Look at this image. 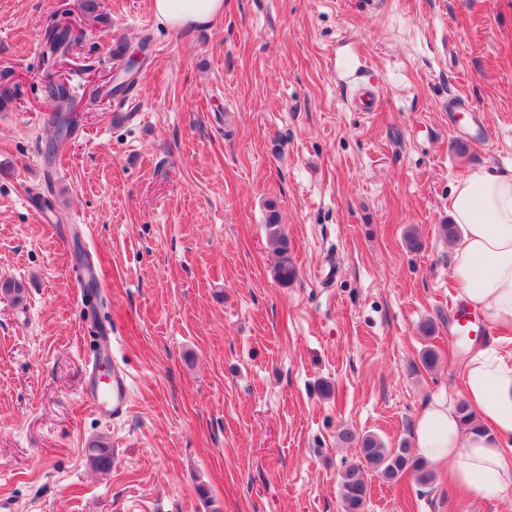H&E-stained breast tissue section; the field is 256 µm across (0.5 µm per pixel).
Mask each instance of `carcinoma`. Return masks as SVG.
Segmentation results:
<instances>
[{
    "label": "carcinoma",
    "instance_id": "carcinoma-1",
    "mask_svg": "<svg viewBox=\"0 0 512 512\" xmlns=\"http://www.w3.org/2000/svg\"><path fill=\"white\" fill-rule=\"evenodd\" d=\"M68 42V31H57L47 42L44 53L54 56L64 50ZM45 94L56 103L54 121L57 124V138L62 141L70 132L63 113L71 111L74 95L64 83L47 84ZM267 228L269 243L278 254L274 278L278 283L287 285L295 280L297 270L290 255L288 238L282 233L277 212L273 208L267 217ZM339 441L343 445L356 446L358 454V460L349 465L341 475L340 490L344 512H363L368 498L366 471L369 468L390 482L408 477L420 486H429L435 479L428 463L404 444L397 448H388L373 434L360 437L348 429L339 434ZM86 456L89 465L96 471L107 472L112 468V449L105 442L92 444Z\"/></svg>",
    "mask_w": 512,
    "mask_h": 512
}]
</instances>
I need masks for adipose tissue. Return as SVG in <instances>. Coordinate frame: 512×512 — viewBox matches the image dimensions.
I'll return each instance as SVG.
<instances>
[{
	"label": "adipose tissue",
	"instance_id": "obj_1",
	"mask_svg": "<svg viewBox=\"0 0 512 512\" xmlns=\"http://www.w3.org/2000/svg\"><path fill=\"white\" fill-rule=\"evenodd\" d=\"M154 15L182 30L223 17L224 0H151ZM458 228L452 277L460 300L491 328L512 326V174L477 167L448 197ZM464 397L476 416L464 428L453 399L437 398L414 424L417 454L448 466L468 500L496 502L512 492V340L494 336L462 364Z\"/></svg>",
	"mask_w": 512,
	"mask_h": 512
}]
</instances>
